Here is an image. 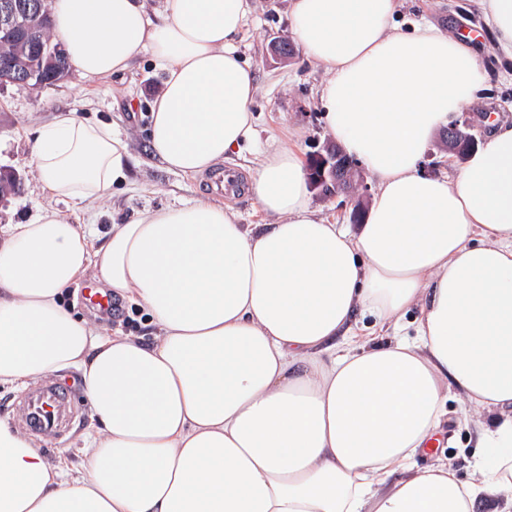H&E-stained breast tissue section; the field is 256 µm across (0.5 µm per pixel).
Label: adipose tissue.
<instances>
[{
  "instance_id": "ef3b65f1",
  "label": "adipose tissue",
  "mask_w": 512,
  "mask_h": 512,
  "mask_svg": "<svg viewBox=\"0 0 512 512\" xmlns=\"http://www.w3.org/2000/svg\"><path fill=\"white\" fill-rule=\"evenodd\" d=\"M512 61V0H481ZM77 75L163 71L147 135L193 178L255 136V73L239 49L250 0H50ZM398 0H289L328 132L378 185L363 224L311 207L296 147L263 150L249 191L267 224L198 200L93 227L127 180L111 123L63 114L32 164L49 203L0 229V385L71 367L96 421L82 467L48 461L0 421V512H512V127L453 175L418 168L431 137L482 88V59ZM93 275L139 307L150 337L74 316ZM484 411L475 463L418 466L449 389Z\"/></svg>"
}]
</instances>
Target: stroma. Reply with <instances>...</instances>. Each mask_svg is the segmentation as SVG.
<instances>
[{
  "label": "stroma",
  "instance_id": "35a3bbf8",
  "mask_svg": "<svg viewBox=\"0 0 512 512\" xmlns=\"http://www.w3.org/2000/svg\"><path fill=\"white\" fill-rule=\"evenodd\" d=\"M289 0H252L253 11L240 35V51L256 74L257 93L251 103L256 118V141L243 146L225 160V167L237 170L240 176L253 171L258 150L294 141L302 158L321 151L332 137L323 118L317 90L325 79L322 65L305 57L303 52L285 61L273 58L271 44L277 38H290L288 26ZM427 20L444 34L468 35V44L484 60V89L475 99L465 103L457 119L475 123L477 139L500 124H512V79L506 73L512 62L497 54L488 37L479 0H400L396 26ZM162 83L161 72L147 56L138 57L124 82L102 84L72 74L56 85L38 91L7 87L0 90V166L16 172L21 178L19 193L0 205L1 224H21L29 220L38 206L45 204L30 162L37 131L51 121L57 112L72 111L78 116L113 123L120 132L127 152L135 163L128 183L104 198L94 218L98 238H105L115 224H127L148 210L176 206L211 196L206 178L190 179L164 167L149 144L146 125L148 104ZM136 95L137 110L128 111L129 95ZM362 181L347 194L324 198L313 196L312 206L318 216L341 224L349 223L356 201L371 203L376 181L368 170H361ZM91 278H83L72 286L65 298L75 314L109 330H120L130 336H142L144 324L124 325L101 315L84 297ZM82 412L69 433L42 445L47 457L57 450H66L72 463L84 460L82 438L93 423L89 402H82ZM470 404L463 396L451 394L448 400L450 420L448 442L436 450V458L449 461L466 473L475 442L473 425L459 423L458 418Z\"/></svg>",
  "mask_w": 512,
  "mask_h": 512
}]
</instances>
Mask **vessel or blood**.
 Returning <instances> with one entry per match:
<instances>
[{
	"label": "vessel or blood",
	"mask_w": 512,
	"mask_h": 512,
	"mask_svg": "<svg viewBox=\"0 0 512 512\" xmlns=\"http://www.w3.org/2000/svg\"><path fill=\"white\" fill-rule=\"evenodd\" d=\"M77 412L74 392L48 379L28 390L21 422L28 430L43 437H55L74 420Z\"/></svg>",
	"instance_id": "obj_1"
}]
</instances>
